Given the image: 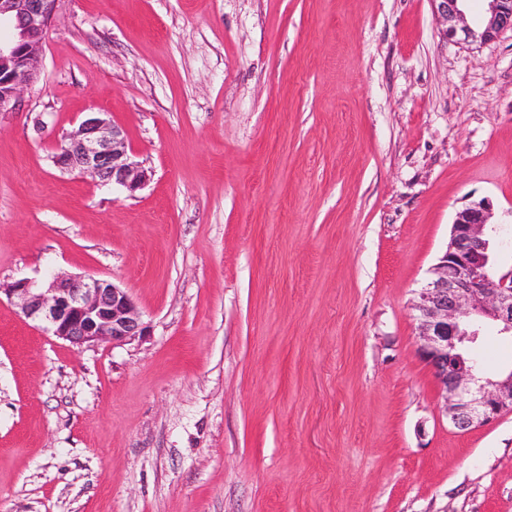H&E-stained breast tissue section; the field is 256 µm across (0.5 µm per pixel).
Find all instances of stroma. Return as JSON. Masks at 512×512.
I'll use <instances>...</instances> for the list:
<instances>
[{
	"instance_id": "obj_1",
	"label": "stroma",
	"mask_w": 512,
	"mask_h": 512,
	"mask_svg": "<svg viewBox=\"0 0 512 512\" xmlns=\"http://www.w3.org/2000/svg\"><path fill=\"white\" fill-rule=\"evenodd\" d=\"M431 0H60L0 115V284L126 288L78 348L0 297V512H512V412L462 433L412 303L483 199L512 267V32ZM119 125L135 194L52 161ZM464 0H431L444 26L443 36L470 44H485L496 39L503 31L512 32V0H486L488 15L479 24H471L461 8Z\"/></svg>"
}]
</instances>
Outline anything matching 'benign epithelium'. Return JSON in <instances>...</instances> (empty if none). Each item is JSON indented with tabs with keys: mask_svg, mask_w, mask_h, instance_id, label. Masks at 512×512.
I'll return each mask as SVG.
<instances>
[{
	"mask_svg": "<svg viewBox=\"0 0 512 512\" xmlns=\"http://www.w3.org/2000/svg\"><path fill=\"white\" fill-rule=\"evenodd\" d=\"M59 2L0 0V25L12 30L9 40H0V114L13 110L24 88L39 78L42 46ZM431 2L447 40L485 44L512 31V0H487L488 15L479 24L468 22L462 0ZM54 162L68 173L130 194L148 177L123 130L105 112L87 113L77 128L63 134L56 141ZM491 218L490 203L484 200L456 212L447 248L413 303L420 353L440 386L448 422L461 432L512 411V369L487 377L466 352L486 322L512 337V267L497 264L499 228ZM0 292L18 300L25 318L77 347L123 343L148 333L129 292L107 280L21 278Z\"/></svg>",
	"mask_w": 512,
	"mask_h": 512,
	"instance_id": "obj_1",
	"label": "benign epithelium"
}]
</instances>
